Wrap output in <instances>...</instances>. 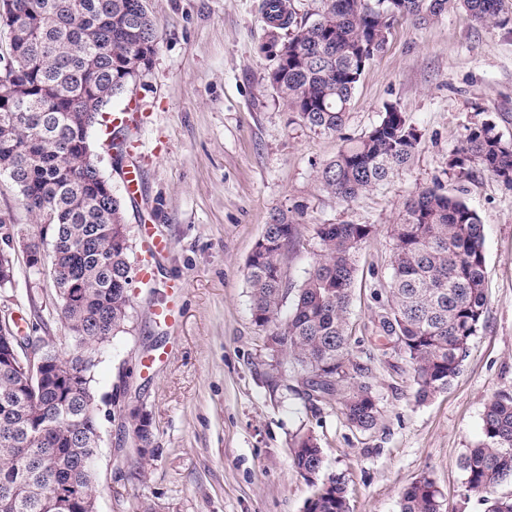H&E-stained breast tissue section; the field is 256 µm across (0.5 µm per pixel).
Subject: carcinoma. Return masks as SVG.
<instances>
[{"label": "carcinoma", "instance_id": "cac0c4a2", "mask_svg": "<svg viewBox=\"0 0 512 512\" xmlns=\"http://www.w3.org/2000/svg\"><path fill=\"white\" fill-rule=\"evenodd\" d=\"M504 0H443L478 23H496ZM312 21H299L291 0H264L283 63L269 82L311 128L338 133L347 106L374 53L400 18L426 11L424 0H321ZM13 36V65L0 66V174L18 187L38 238L51 243V270L73 349L46 351L55 382L19 392L16 374L0 363V512H93L97 477L76 469L99 448L93 370L112 337L123 331L131 306L134 261L123 203L109 180L84 161L91 132L100 131L122 155L129 124L112 126L111 104L149 70L158 25L148 0H13L0 14ZM420 143L418 130L395 105L357 139H345L319 175L320 187L345 202L405 168ZM479 165L512 184V142L496 125L472 128L449 159L461 172ZM288 214L265 225L246 262L252 316L269 328L271 356H292L308 402L339 404L360 432L374 430L381 410L368 364L354 356L348 309L356 257L370 224H319L318 250L281 318L289 288L281 257L294 236ZM391 274L379 336L397 344L411 365L417 401L446 390L461 373L471 338L484 323V234L478 214L435 189L405 204L391 226ZM481 441L461 459L465 491L480 495L484 512H512V395L498 394L483 414ZM323 449L310 433L296 436L293 465L311 487L305 512H350L345 479L318 483ZM400 512H441V492L422 476L402 493Z\"/></svg>", "mask_w": 512, "mask_h": 512}]
</instances>
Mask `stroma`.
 Wrapping results in <instances>:
<instances>
[{"label": "stroma", "instance_id": "35a3bbf8", "mask_svg": "<svg viewBox=\"0 0 512 512\" xmlns=\"http://www.w3.org/2000/svg\"><path fill=\"white\" fill-rule=\"evenodd\" d=\"M263 0H149L160 41L149 70L115 98L138 102L137 193L93 139L98 166L124 204L133 244L143 228L167 243L152 285L134 284L129 319L95 374L100 399L98 512H305L311 489L292 466L296 435L314 433L325 454L320 479L344 476L350 512H400L421 476L438 485L442 512H483L467 494L459 461L482 438L485 406L512 393V185L448 160L470 129L495 123L512 141V8L479 24L463 10L399 20L366 66L341 133L310 128L270 88L275 64ZM394 104L421 141L410 164L353 201L322 191L318 173L342 137H358ZM438 188L481 219L485 322L447 390L416 402L410 364L376 340L374 291L391 272V224L408 199ZM295 222L282 255L298 287L317 251L318 224H370L357 255L349 307L354 355L367 360L382 415L353 429L339 409L312 412L291 356L271 367L266 328L255 324L245 263L273 213ZM174 298V325L150 310ZM38 327L43 347L67 351L71 332L48 271L15 259L0 288V314ZM150 421L140 441L135 416Z\"/></svg>", "mask_w": 512, "mask_h": 512}]
</instances>
